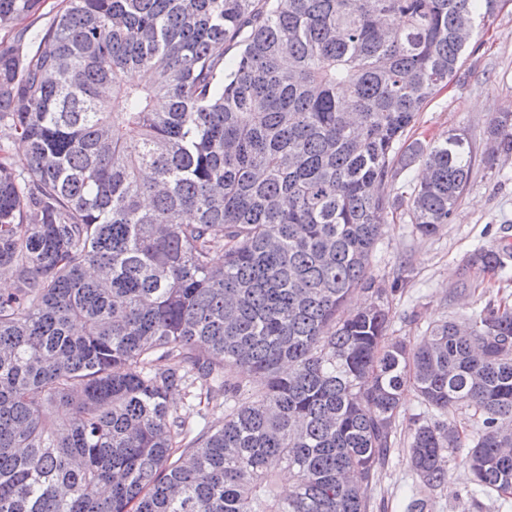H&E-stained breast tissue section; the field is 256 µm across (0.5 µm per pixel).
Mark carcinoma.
<instances>
[{"mask_svg":"<svg viewBox=\"0 0 512 512\" xmlns=\"http://www.w3.org/2000/svg\"><path fill=\"white\" fill-rule=\"evenodd\" d=\"M62 2L0 0V512H372L411 391L422 485L465 448L511 496L512 303L411 343L370 272L400 206L450 223L467 134L409 133L508 0Z\"/></svg>","mask_w":512,"mask_h":512,"instance_id":"cac0c4a2","label":"carcinoma"}]
</instances>
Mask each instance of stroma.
I'll return each instance as SVG.
<instances>
[{
    "instance_id": "1",
    "label": "stroma",
    "mask_w": 512,
    "mask_h": 512,
    "mask_svg": "<svg viewBox=\"0 0 512 512\" xmlns=\"http://www.w3.org/2000/svg\"><path fill=\"white\" fill-rule=\"evenodd\" d=\"M506 109L512 110V0L467 47L453 82L418 116L414 136L421 140L465 131L474 150V170L451 222L437 235L422 236L397 216L377 242L371 273L398 286L391 297L390 335L414 341L431 322L446 318L462 323L488 300L512 295V269L472 270L473 289L463 294L456 288L459 272L475 251L498 248L512 238V162L500 161L492 175L482 162L487 126L494 113ZM419 485L402 449L392 454L374 495L385 498L386 512H403ZM428 496L432 512H512V500L494 503L472 493L459 461L452 463L447 483Z\"/></svg>"
}]
</instances>
